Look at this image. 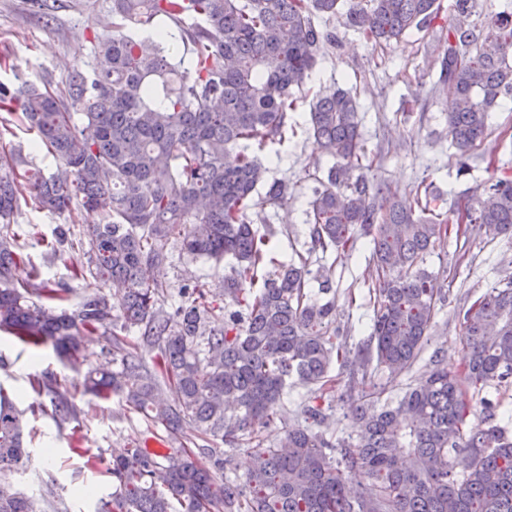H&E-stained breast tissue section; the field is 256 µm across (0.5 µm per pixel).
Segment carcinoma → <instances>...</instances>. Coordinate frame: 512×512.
<instances>
[{"instance_id":"carcinoma-1","label":"carcinoma","mask_w":512,"mask_h":512,"mask_svg":"<svg viewBox=\"0 0 512 512\" xmlns=\"http://www.w3.org/2000/svg\"><path fill=\"white\" fill-rule=\"evenodd\" d=\"M436 0H112V21L95 37L88 70L71 71L63 93L0 82V110L20 116L58 160L48 177L29 169L22 149L0 152V224L21 201L62 213L77 202L97 212L74 270L89 291L72 308L69 288L22 277L15 236L0 234V331L33 347L50 346L76 372L85 337H112V370L89 368L84 391L116 397L188 448L163 456L132 442L112 454V493L101 512H512V434L501 401L470 391L512 384V274L458 313L467 359L434 368L395 400L358 381L368 369L396 378L412 372L431 340L443 271L427 257L456 231L473 227L494 240L512 236V170L486 160L491 177L446 212L437 199L415 200L368 177V157L346 89L318 97L310 131L334 160L311 174L308 247L265 269L279 231L261 232L250 216L288 204L292 187L267 181L250 145L288 132L294 90L321 61L331 36L316 14L340 17L377 45L400 41L437 18ZM179 30L191 67L166 49ZM442 80L456 172L468 174L471 150L489 130L490 113L512 96V9L481 16L478 0H456L444 37ZM267 185L265 193L258 186ZM370 238L371 332L357 349L336 326L333 269L311 254L345 252ZM178 240L193 260H232L223 288L180 289L165 310L167 245ZM157 350L148 368L128 341ZM309 388L298 413L278 406L288 381ZM357 394L360 441L329 432L336 386ZM174 389L178 403L167 402ZM52 416L77 417L75 394L55 378L42 382ZM282 424L274 443L261 430ZM191 424V432L184 431ZM24 411L0 387V512H38L4 476L28 459ZM219 440L250 456L244 480L197 460Z\"/></svg>"}]
</instances>
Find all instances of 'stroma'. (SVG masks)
<instances>
[{"label":"stroma","instance_id":"stroma-1","mask_svg":"<svg viewBox=\"0 0 512 512\" xmlns=\"http://www.w3.org/2000/svg\"><path fill=\"white\" fill-rule=\"evenodd\" d=\"M455 2L437 0L438 25L381 47L346 27L341 18L315 16L316 25L334 41L324 46L319 66L295 93L293 135L259 153L269 168V179L288 180L294 188L287 206L268 207L263 215L265 223L283 231L276 240L278 260H289L306 240L310 173L327 171L332 164L310 133L309 112L315 97L334 87L356 91L364 146L374 160L371 175L397 190L403 199H413L428 185L438 195L439 207L446 209L487 179L485 157L494 156L500 165L512 168L511 97L491 114L489 134L475 149L480 160L471 174L456 175L455 150L446 120L449 90L440 79L439 48L441 27L453 17ZM111 9L112 0H61L60 8L46 19L30 0H0V82L38 84L49 77L54 90H62L73 69L90 63L93 32L99 23L110 19ZM98 221L97 214L76 203L54 216L28 203L21 206L8 231L40 278L69 286L67 303L72 306L85 294L83 282L72 276L73 265L82 258L80 240L86 225ZM59 224L69 227L70 241L57 254H46L35 236L51 234ZM169 249L170 263L165 270L168 301L177 300L179 288L190 278L197 279L207 291L222 287L229 270L227 263L190 261L177 241ZM370 249L369 238L361 236L344 254L312 256L316 264L334 271L336 323L345 329L352 347L370 334ZM430 262L444 267L449 291L435 317L429 348L444 350L449 367L455 368L463 355L456 309L512 273V237L490 240L474 231L466 248H457L454 240H447L431 255ZM47 373L70 386L79 381L76 373L61 365L52 349H35L0 332V387L27 412L25 446L33 461L26 474H12L10 480L34 497L40 496L44 486H53L55 494L46 512H99L102 498L112 491L107 467L113 451L131 440L146 439L152 427L141 415L128 412L118 399L104 400L81 391L76 394L81 410L77 421L60 426L50 413L30 412L32 403L47 400L33 386L34 379Z\"/></svg>","mask_w":512,"mask_h":512}]
</instances>
